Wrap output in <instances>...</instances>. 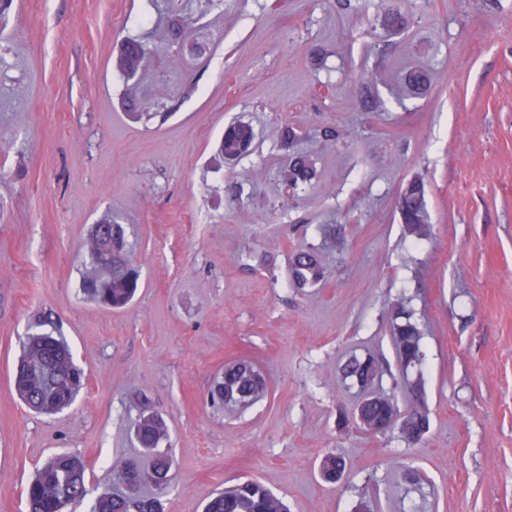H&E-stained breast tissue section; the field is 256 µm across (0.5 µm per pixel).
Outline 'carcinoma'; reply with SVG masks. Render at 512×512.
I'll use <instances>...</instances> for the list:
<instances>
[{
  "label": "carcinoma",
  "instance_id": "obj_1",
  "mask_svg": "<svg viewBox=\"0 0 512 512\" xmlns=\"http://www.w3.org/2000/svg\"><path fill=\"white\" fill-rule=\"evenodd\" d=\"M166 14L143 39L125 41L116 59V69L125 80L136 77L152 57L159 55V48L168 49L167 56L178 52L187 42L189 16L183 0H166ZM408 16L397 9H389L381 16L380 26L387 34L404 31ZM401 98L422 95L429 84L428 74L421 68L398 70ZM384 82L383 75L374 71L366 78V94L362 99L370 112L386 110L385 102L371 92V87ZM254 128L239 121L224 129L218 153L227 162L240 159L255 140ZM299 136L291 127L282 130L279 146L288 157L282 171L285 183L291 188L306 185L316 178L313 160L298 149ZM400 219L408 233L418 240L431 235L424 184L419 179L410 181L401 194ZM110 224L116 228L112 242L98 236L99 228ZM123 227L112 218H104L90 233L84 254L93 273L84 278L85 295L105 307L120 308L136 295L141 287L140 275L126 255L122 253ZM112 253V264L104 256ZM289 275L299 287H314L323 278V271L316 254L307 248L294 252L289 263ZM404 321L393 325L392 342L397 358L404 369L421 368L425 360L424 332L420 324L411 320L402 310ZM46 322L38 319L31 326L24 346L23 356L16 368L14 387L18 395L32 409L42 413L59 412L74 402L82 385L83 372L73 360L68 344L62 337L41 331ZM382 363L373 356L363 359L352 357L344 366L345 376L354 380L364 391L354 416L363 423L362 429L376 434L396 429L408 444L421 441L430 429V411L421 399V380L410 384L414 402L405 411L400 410L395 395L371 390L383 374ZM268 393V383L255 363L242 357L224 364V375L212 391V402L220 408L247 409ZM138 445L149 454L146 467L129 462L118 471V492L103 493L96 497L90 512H157L155 500L145 494V488L161 490L167 487L175 465L171 456L157 451L167 440V423L158 415L145 409L134 425ZM349 469L345 457L328 453L319 462V473L327 483L336 482V474ZM86 463L78 456L57 454L38 472L27 488L30 512H63L70 503L83 500L86 490ZM205 512H288L284 500L262 483L247 479L224 492L215 494L206 504Z\"/></svg>",
  "mask_w": 512,
  "mask_h": 512
}]
</instances>
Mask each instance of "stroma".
<instances>
[{
	"label": "stroma",
	"instance_id": "35a3bbf8",
	"mask_svg": "<svg viewBox=\"0 0 512 512\" xmlns=\"http://www.w3.org/2000/svg\"><path fill=\"white\" fill-rule=\"evenodd\" d=\"M409 15L389 55L368 53L375 19ZM162 0H10L0 10V512H26L25 488L57 453L87 465L89 512L139 456L130 427L148 403L169 427L175 466L160 512H202L253 478L290 512H512V0H192L177 73L151 63L133 109L112 61ZM323 47L324 67L310 53ZM427 70L424 97L397 105L366 75ZM252 124L240 161L216 154L229 122ZM318 180L279 176L284 126ZM323 127L340 136L327 139ZM425 184L431 237L413 243L399 199ZM125 229L143 286L106 309L81 291L78 251L104 216ZM324 269L296 287L290 255ZM404 302L425 330L431 428L414 446L352 420L357 386L341 368L370 354L381 387L409 406L391 341ZM68 341L85 384L54 415L30 411L12 376L31 323ZM270 385L224 413L209 392L237 356ZM336 452L346 488L318 464ZM421 473L408 484L405 466ZM383 82V75L379 71L371 72L366 78L364 84L366 94L362 92V94L365 96L361 101L364 107L370 112H381L386 110L385 102L379 97L378 94L373 95L371 92V86H377L379 83Z\"/></svg>",
	"mask_w": 512,
	"mask_h": 512
}]
</instances>
